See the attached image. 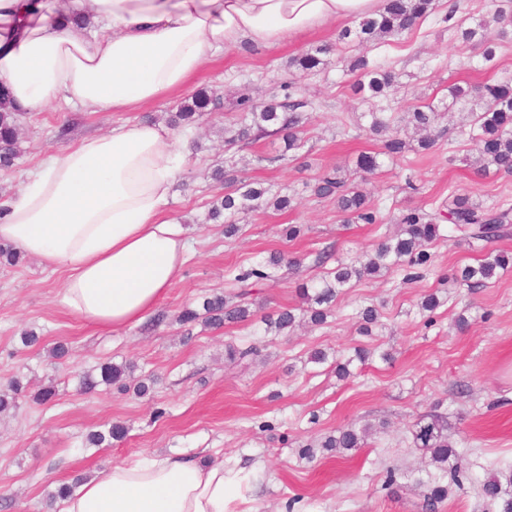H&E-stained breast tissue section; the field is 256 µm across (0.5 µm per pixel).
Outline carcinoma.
<instances>
[{"label": "carcinoma", "mask_w": 512, "mask_h": 512, "mask_svg": "<svg viewBox=\"0 0 512 512\" xmlns=\"http://www.w3.org/2000/svg\"><path fill=\"white\" fill-rule=\"evenodd\" d=\"M435 9V0H386L384 12L377 17H363L355 28H346L338 35L342 50L350 49L353 54L341 57L347 70L363 77L358 93L369 101H380L388 97L395 85V73L378 64L368 56V49L383 44V39L410 32L419 26ZM504 13L496 11L490 19H483L473 27L463 23L453 25L456 33L465 42L477 41L483 46V57L487 61L495 58L493 30L503 33L499 25ZM332 51L330 46L317 47L297 58L289 67L302 72H319L327 66L325 56ZM288 90L285 100L272 98L261 105L253 104L249 98H241L235 104L238 117L235 122L224 127V145L234 147L255 143L265 137L280 136L287 151L301 146L304 124L307 120L306 108L310 102L295 99V82H284ZM451 102L440 112L433 105L416 106L403 112L401 121L423 133L418 148L429 151L435 147L444 130L439 122L448 119V128H466L469 141L476 151L475 166L481 175L495 173L512 174V80L485 83L479 86L448 87ZM219 98L205 91L195 93L186 100L172 116L171 126L193 128L199 124L209 107L217 106ZM368 130L375 140L381 142L380 151L362 153L356 161V172L374 175L381 168L379 157L394 158L403 155L409 143L394 127V118L384 112H369ZM21 110L11 106L8 94L0 85V169L13 166L18 155L17 144L20 133ZM213 179L224 181L234 189L224 193L209 210V219L224 222V234L237 232V224L243 216L263 209L282 211L291 207L292 198L280 194L274 185L266 182L250 181L237 175V162L231 157L225 160V168L214 171ZM313 194L321 199H331L336 207L348 214L354 224H378V209L370 204L367 193L356 184L342 169L324 172L311 187ZM448 222V229L463 233L466 241L491 242L512 233V209L507 207H487L468 193L448 196V200L429 209L408 207L396 218L399 232L386 235L378 243L373 253L356 256L348 262L337 261L335 268L326 272L317 283L301 287L303 306L283 308L264 319L265 333L280 335L300 322H310L318 326L326 323L332 315L343 288L353 281L366 277H376L385 272L399 271L402 282L409 283L423 277L424 271L432 264L433 256L428 246L442 237L441 223ZM301 259L290 257L283 252H275L257 264L239 270L235 280L241 283L249 280L257 282L269 280L277 270L286 266L294 268ZM512 268V253L492 251L472 265L454 270L449 280L470 289L484 288L496 279L500 271ZM251 316L247 304L235 302L224 295H216L204 300L202 311L186 308L179 315L182 325L194 323L200 318L211 327L244 322ZM362 322L363 332L371 333V327L379 324L381 314L374 306H366L357 312ZM371 351L354 350V356L336 363V372L341 378L350 376L349 366L353 361L364 365ZM125 367L105 365L101 367V380L91 374L83 377V385L93 389L98 382L107 385L117 384L126 391L124 382ZM22 386L12 381L0 390V412L14 406L16 396ZM371 427L348 426L337 430V435L329 436L321 443L323 448L352 449L365 445ZM126 435V428L120 424L109 427L105 432L95 431L87 435V442L93 446L112 440L119 441ZM414 448L429 453L427 466L438 471L430 492L424 499L426 512H437L440 504L447 499L449 485L459 486L467 478L472 463L452 445L448 436L447 418L439 414L420 416L412 431ZM480 494L498 512H512V474L501 477L493 474L480 483Z\"/></svg>", "instance_id": "cac0c4a2"}]
</instances>
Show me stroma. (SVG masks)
Segmentation results:
<instances>
[{"label":"stroma","mask_w":512,"mask_h":512,"mask_svg":"<svg viewBox=\"0 0 512 512\" xmlns=\"http://www.w3.org/2000/svg\"><path fill=\"white\" fill-rule=\"evenodd\" d=\"M446 11L445 0H438L416 31L372 51V59L398 75L382 102L386 111L424 103L440 107L453 83L512 77V26L489 63L478 46L449 30ZM338 32L335 25L318 27L269 49L230 51L193 78L191 90L215 91L221 106L192 129L186 170L167 205L169 216L186 229L191 250L156 308L165 317L159 326L145 320L116 332L96 329L59 305L62 273L45 270L26 255L17 265L0 264V387L17 379L30 391L47 385L55 390L42 405L20 395L16 409L0 415V512H49L47 496L59 484L106 475L112 465L138 455L201 452L210 462L257 474L240 492L245 512H422L430 479L424 455L411 444L410 428L433 409L447 416L457 450L474 463L470 480L453 490L439 512H489L478 486L512 464V269L475 291L446 276L449 269L475 263L490 245L438 240L425 278L406 285L391 272L354 283L324 325L274 336L262 322L266 314L301 306L300 284L323 273L314 264L317 253L346 260L372 251L394 230L402 208L464 191L487 206H512V175H475L466 162L473 145L459 132L444 136L430 152L383 158L379 174L364 184L381 223H347L332 200L305 191V184L325 171L354 169L359 153L380 148L358 129L372 106L355 94V77L342 63L332 62L317 74L288 70L293 57L335 42ZM290 78L300 97L312 103L303 147L288 152L280 138H264L243 150L238 170L241 177L274 183L295 196L296 207L250 213L239 236L225 238L223 223L207 218L224 191L212 172L227 156L225 114L241 97L257 103L282 97L281 84ZM180 101L170 96L127 112H88L58 101L23 117L19 156L11 169L0 170V195L17 191L28 172L67 141L107 132L126 120L166 122ZM65 121L72 131L62 141L56 132ZM291 224L304 225V236L286 239L283 230ZM276 251L301 258V265L258 286L234 281L233 269ZM431 292L444 304L425 316L417 303ZM214 294L247 303L251 320L220 328L177 323L184 308L201 307ZM367 305L381 312V325L369 336L360 332L356 318ZM462 313L468 324L460 328L455 320ZM29 329L40 341L26 347L21 334ZM59 342L68 355L49 358V348ZM230 344L240 349L253 344L258 352L231 362L225 357ZM358 348L371 350L372 358L364 366L353 363L352 377L340 379L337 361ZM316 349L326 351V363H309ZM385 352L390 360H382ZM126 363L149 385L147 395L103 384L84 390L86 372ZM382 421L389 424L386 432L345 456L321 453L311 461L300 456L311 439L353 423ZM116 422L128 429L124 440L85 447L89 431Z\"/></svg>","instance_id":"obj_1"}]
</instances>
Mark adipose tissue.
I'll return each mask as SVG.
<instances>
[{
	"mask_svg": "<svg viewBox=\"0 0 512 512\" xmlns=\"http://www.w3.org/2000/svg\"><path fill=\"white\" fill-rule=\"evenodd\" d=\"M383 0H0V85L23 112L59 99L125 112L186 91L219 53L261 50ZM187 160L159 124L124 121L48 155L0 199V242L63 273L60 304L117 331L144 320L188 251L166 206ZM236 468L142 456L92 476L60 512H233Z\"/></svg>",
	"mask_w": 512,
	"mask_h": 512,
	"instance_id": "adipose-tissue-1",
	"label": "adipose tissue"
}]
</instances>
